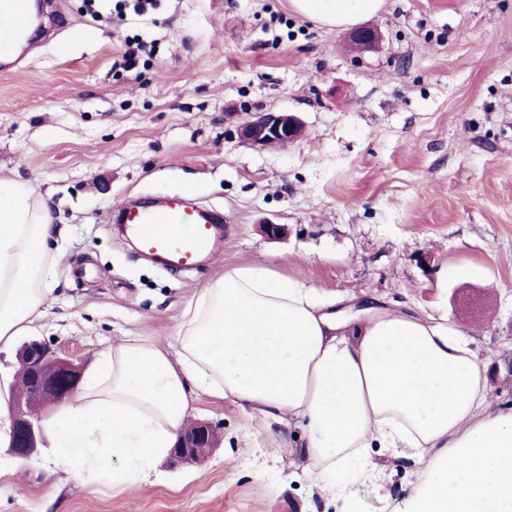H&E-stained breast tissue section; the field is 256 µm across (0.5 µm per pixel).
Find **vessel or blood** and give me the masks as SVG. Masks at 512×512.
Here are the masks:
<instances>
[{"instance_id": "obj_1", "label": "vessel or blood", "mask_w": 512, "mask_h": 512, "mask_svg": "<svg viewBox=\"0 0 512 512\" xmlns=\"http://www.w3.org/2000/svg\"><path fill=\"white\" fill-rule=\"evenodd\" d=\"M141 252L172 273L195 269L213 255L221 237V211L200 206L186 192L152 201L128 200L113 212Z\"/></svg>"}]
</instances>
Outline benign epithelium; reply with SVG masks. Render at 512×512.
Here are the masks:
<instances>
[{"instance_id": "1", "label": "benign epithelium", "mask_w": 512, "mask_h": 512, "mask_svg": "<svg viewBox=\"0 0 512 512\" xmlns=\"http://www.w3.org/2000/svg\"><path fill=\"white\" fill-rule=\"evenodd\" d=\"M380 37L373 26L360 27L349 34L352 44L361 50L373 48ZM304 125L293 112L262 110L252 113L239 128L240 137L254 147L287 146L302 136ZM25 387L13 401L10 414L9 444L11 453L27 459L39 448L43 429L33 405L61 402L70 397L80 384L81 367L64 358L42 341L27 343L19 353ZM219 426L194 422L180 432L170 452L175 463H200L216 446Z\"/></svg>"}]
</instances>
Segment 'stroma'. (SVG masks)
I'll list each match as a JSON object with an SVG mask.
<instances>
[{"mask_svg":"<svg viewBox=\"0 0 512 512\" xmlns=\"http://www.w3.org/2000/svg\"><path fill=\"white\" fill-rule=\"evenodd\" d=\"M118 0H49L62 26L22 70L0 71V178L48 198L65 230L48 314L32 338L90 372L123 338L175 347L185 303L225 266L277 274L357 305H407L463 325L490 401L512 407V0H385L382 38L289 0H157L143 20ZM95 39L73 38L77 29ZM145 42L135 62L132 39ZM259 109L305 134L253 147ZM192 192L224 211V241L198 272L141 257L108 222L134 195ZM284 224L287 236L261 231ZM220 426L205 463L161 461L137 490L47 477L51 453L13 457L0 429V512H408L426 464L371 449L369 481H318L287 452L246 448L234 402L200 395Z\"/></svg>","mask_w":512,"mask_h":512,"instance_id":"stroma-1","label":"stroma"}]
</instances>
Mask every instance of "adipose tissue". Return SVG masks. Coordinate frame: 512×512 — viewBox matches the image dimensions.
Instances as JSON below:
<instances>
[{
	"instance_id": "adipose-tissue-1",
	"label": "adipose tissue",
	"mask_w": 512,
	"mask_h": 512,
	"mask_svg": "<svg viewBox=\"0 0 512 512\" xmlns=\"http://www.w3.org/2000/svg\"><path fill=\"white\" fill-rule=\"evenodd\" d=\"M333 28L383 0H291ZM59 228L44 199L0 179V346L44 316ZM261 420L257 437L322 477L367 448L427 462L408 512H512V411L488 408L485 366L447 321L367 307L343 315L315 289L260 262L225 268L187 301L178 346L122 339L77 391L52 407L44 434L58 469L128 490L147 481L199 395Z\"/></svg>"
}]
</instances>
